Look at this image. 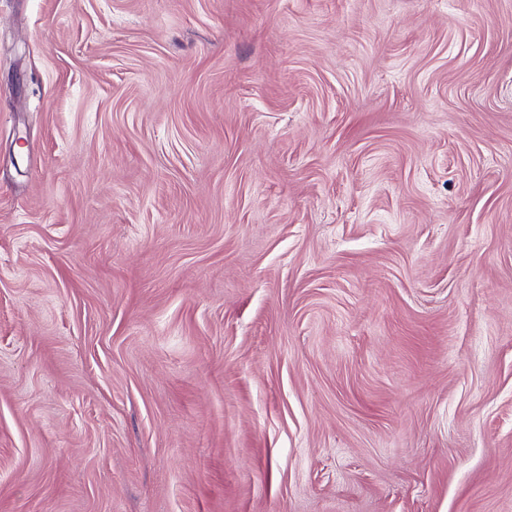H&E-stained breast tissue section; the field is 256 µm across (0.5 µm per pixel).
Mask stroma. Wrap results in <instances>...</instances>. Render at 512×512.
Listing matches in <instances>:
<instances>
[{"label":"stroma","mask_w":512,"mask_h":512,"mask_svg":"<svg viewBox=\"0 0 512 512\" xmlns=\"http://www.w3.org/2000/svg\"><path fill=\"white\" fill-rule=\"evenodd\" d=\"M0 512H512V0H0Z\"/></svg>","instance_id":"obj_1"}]
</instances>
